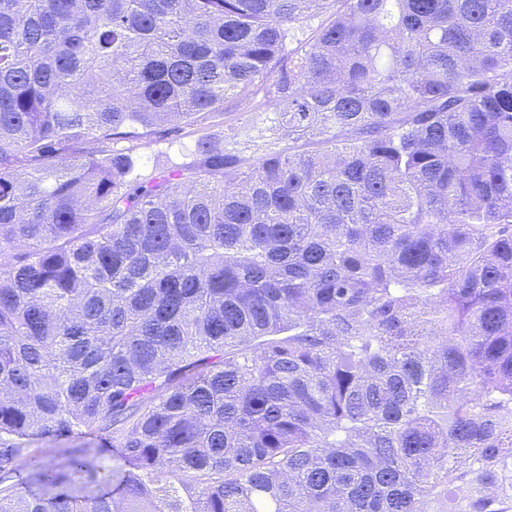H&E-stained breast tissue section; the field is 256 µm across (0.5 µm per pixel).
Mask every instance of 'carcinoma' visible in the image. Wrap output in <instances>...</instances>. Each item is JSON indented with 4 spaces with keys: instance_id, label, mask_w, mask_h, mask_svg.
I'll return each instance as SVG.
<instances>
[{
    "instance_id": "cac0c4a2",
    "label": "carcinoma",
    "mask_w": 512,
    "mask_h": 512,
    "mask_svg": "<svg viewBox=\"0 0 512 512\" xmlns=\"http://www.w3.org/2000/svg\"><path fill=\"white\" fill-rule=\"evenodd\" d=\"M434 505L512 512V0H0V512ZM225 109L226 114H224V116H216L214 118L201 122V125L198 126L201 128L198 129L202 130H200L199 133L204 132L205 134L210 133L224 137V133L226 135L227 133H230V127H236L239 129L238 140H240L241 142L247 140L245 136L247 133L249 134V136L255 135L256 132L253 131L252 129L253 124L251 122V116L249 114L237 112V110L234 109V104H232L231 102L226 104ZM167 128H156L154 134L139 141L138 152L141 162L146 165L143 169L145 173H150L154 167H163L167 163V159L178 162L190 160L184 154H188L187 148L193 147L197 134H188L192 130L185 129L178 135H174V133L168 135L167 131H164ZM179 142L185 144L184 149ZM100 437L95 435H74L72 437H45L30 441V448L48 464H62L76 448H94L95 465L112 470V448H100Z\"/></svg>"
}]
</instances>
